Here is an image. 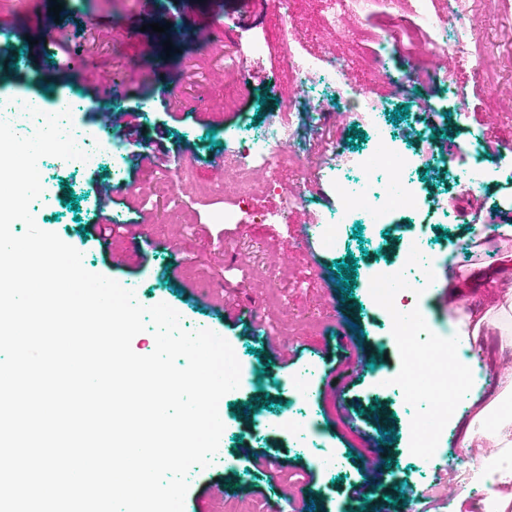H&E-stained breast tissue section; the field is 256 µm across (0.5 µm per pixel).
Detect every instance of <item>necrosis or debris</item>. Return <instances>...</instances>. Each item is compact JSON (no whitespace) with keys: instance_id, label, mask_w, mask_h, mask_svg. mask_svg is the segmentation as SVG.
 I'll use <instances>...</instances> for the list:
<instances>
[{"instance_id":"1","label":"necrosis or debris","mask_w":512,"mask_h":512,"mask_svg":"<svg viewBox=\"0 0 512 512\" xmlns=\"http://www.w3.org/2000/svg\"><path fill=\"white\" fill-rule=\"evenodd\" d=\"M473 7L474 0H448L447 12L441 13L432 0H415L410 17L393 20L388 36L377 39L373 66L383 68L389 48H396L412 66L411 71L402 74L397 81L399 89L405 91L411 88L417 75L426 80L438 77L442 82H449V75L437 74L431 58L452 52L469 58L476 83L491 82V66L478 46L476 34L465 25V18ZM287 62L303 88L308 90L323 84L333 93L329 103L312 100L306 93L289 101L288 111L305 113L311 119L338 105L362 112L374 125L372 148L346 162L356 173L355 182L340 179L335 182L342 204L333 218V228L325 232L328 247L338 244L335 226L349 223L354 216H362L366 223L380 226L390 223L392 216L408 203H421L418 186L409 175L415 166L413 153L384 132L378 124V112L367 99L350 98L346 91L353 79L349 68L336 58L309 56L297 50L289 52ZM287 140L293 143L294 150L285 154L280 152L279 146ZM339 151L336 139L325 135L306 140L302 125L293 122L264 124L259 134L238 139L231 150V167L239 175L236 191L241 199L251 198L259 188L253 173L257 166L268 164L269 160L306 173L313 160L328 163ZM368 288L376 306L387 318L393 339L403 347L417 348V338L425 325L423 313L409 298L410 292L417 290V282L406 277L403 266L387 263L375 270ZM448 371L447 363L435 359L422 365L411 362L397 381L405 395H423L429 401L426 414L419 417L411 431V446L419 453H427L432 448L435 421L448 418Z\"/></svg>"}]
</instances>
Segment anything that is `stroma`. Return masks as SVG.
I'll return each mask as SVG.
<instances>
[{
	"label": "stroma",
	"instance_id": "1",
	"mask_svg": "<svg viewBox=\"0 0 512 512\" xmlns=\"http://www.w3.org/2000/svg\"><path fill=\"white\" fill-rule=\"evenodd\" d=\"M0 0V38L19 48L14 67L0 69V96L42 97L53 104L63 95L77 96L80 106L72 124L98 134L117 155H106L99 168L66 165L44 159L43 193L31 207L38 226L56 233L79 250L85 268L134 289L145 306L160 302L177 310L186 330L209 329L232 346L246 381L224 395L219 448L211 464L189 472L190 489L184 512L197 503L215 481L226 488L223 512H297L313 500L322 512H337L347 503L352 485L365 481V459L373 454L391 462L387 475L375 485L371 512H381L387 497L404 489L420 490L436 470L450 471L447 503L421 500L424 512H490V492L484 483H470L469 450L459 439L480 404L488 403L497 388L482 387L480 400L471 392L449 391L452 410L428 460H419L410 446L411 429L420 406L405 400L393 387L407 356L390 336L389 325L372 301L367 282L379 265L398 262L407 243H421L422 263L433 280L419 289L417 305L427 320L428 336H444L457 317L458 306L483 316L477 339L467 358L483 376L496 374L500 364L512 362L501 327L491 321L503 294L512 287L504 258L512 254V69L484 89L474 87L465 58H436L450 83L419 86L416 96L403 94L396 79L404 64L391 53L387 71L367 66L372 44L369 31L386 32L392 17L406 13L404 0L395 10L367 18L343 16L337 24L324 18L321 0H291L292 22L278 24L277 0ZM96 14L102 24L88 31L83 16ZM165 25V37L175 48L152 74H143L139 60L161 48L148 26ZM216 24L222 33L214 44L191 38L193 29ZM466 25L480 35L486 55H512V0H477ZM142 37H134V30ZM68 41L71 57L83 58L79 68L65 67L55 81H32L33 70L51 65L45 45L56 38ZM259 38L267 43L261 57L246 69L225 66V46H244ZM300 48L347 63L355 76L348 93L366 96L389 121L394 139L404 145L430 142L441 128L454 146L448 156H432L423 149L416 175L428 198L425 207L409 205L396 212L390 224L356 229L342 225L340 247L316 240L313 250L302 247L298 227L324 225L340 206L330 174L301 178L294 169L276 164L257 169L268 183L267 192L240 200L229 188L226 172L212 166L226 153L233 134L257 120L284 121L283 108L299 88L287 66L288 51ZM117 72V86L99 88L103 72ZM434 111L431 124L419 123V100ZM132 111L142 130L141 142H161L168 166L138 165L140 143L98 130L95 107ZM407 108L406 117L395 111ZM466 110V122L457 113ZM481 153L490 171L487 186L469 190L467 161ZM168 174L182 200L174 205L149 194L160 174ZM111 184L112 213L120 219L109 242L92 232L101 215L95 201L98 184ZM306 195L308 202L286 210L284 197ZM78 210H70L69 197ZM233 223H225V213ZM484 238L481 256L471 257L463 245ZM127 252L130 262L114 266L112 255ZM355 259L356 284L351 300H343L336 264ZM456 277H449L452 267ZM274 290L277 303L266 298ZM274 326L278 340L288 342L287 364L269 363L263 349ZM308 374L309 403L295 410L285 389L287 380ZM265 397L269 407L258 408L257 424L243 427L236 407ZM387 430H376L378 421ZM330 449L340 468L324 470L315 451ZM266 453L271 469L258 471L253 453Z\"/></svg>",
	"mask_w": 512,
	"mask_h": 512
}]
</instances>
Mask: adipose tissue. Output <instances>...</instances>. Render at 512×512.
<instances>
[{
    "label": "adipose tissue",
    "mask_w": 512,
    "mask_h": 512,
    "mask_svg": "<svg viewBox=\"0 0 512 512\" xmlns=\"http://www.w3.org/2000/svg\"><path fill=\"white\" fill-rule=\"evenodd\" d=\"M497 375L499 394L479 409L460 445L471 448L481 441L493 444V453L481 457L474 472L489 488L496 512H512V410L503 409L512 401V367L501 366Z\"/></svg>",
    "instance_id": "obj_1"
}]
</instances>
